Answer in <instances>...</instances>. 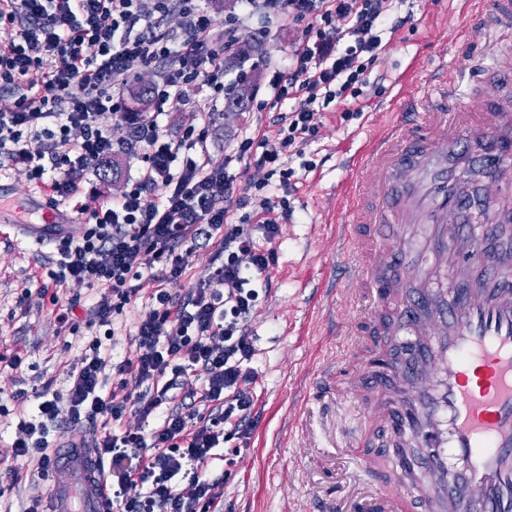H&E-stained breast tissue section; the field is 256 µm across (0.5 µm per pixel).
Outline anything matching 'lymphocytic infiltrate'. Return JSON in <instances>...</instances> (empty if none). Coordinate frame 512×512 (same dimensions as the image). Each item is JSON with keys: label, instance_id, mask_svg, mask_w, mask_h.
<instances>
[{"label": "lymphocytic infiltrate", "instance_id": "obj_1", "mask_svg": "<svg viewBox=\"0 0 512 512\" xmlns=\"http://www.w3.org/2000/svg\"><path fill=\"white\" fill-rule=\"evenodd\" d=\"M262 5L276 18L309 22L305 46L271 85V107L299 97L304 105L279 112L276 141L242 130L216 163L208 143L228 91L224 59L237 50L236 20L218 26L200 0H0V26L15 31L0 44V86L17 94L13 110L0 112V157L24 163L30 180L51 190L55 209L113 157L139 163L123 194L78 212L79 235L55 238L54 267L39 287L98 289L101 326L113 325L132 300H148L135 328L137 353L102 355L101 338L92 337L67 396L43 386L23 437L10 445L13 456L36 458L44 475L51 429L98 426L99 457L130 464L110 492L123 512H224V481L209 475L208 462L223 437L245 438L251 427L255 348L247 324L255 284L274 266L277 219L290 213L287 199L239 190L233 169L249 159L288 177L280 159L315 136L316 102L358 98L383 48V27L411 21L394 16L392 0ZM173 10L182 16L176 32L164 26ZM160 62L167 68L155 110L130 111L117 85ZM191 82L209 91L197 106L199 123L170 137L159 117ZM247 207L255 219L249 230L231 220ZM203 240L213 242L219 265L173 300L166 283L185 274ZM107 372L116 385L105 395ZM129 412L158 425L148 435L125 429Z\"/></svg>", "mask_w": 512, "mask_h": 512}]
</instances>
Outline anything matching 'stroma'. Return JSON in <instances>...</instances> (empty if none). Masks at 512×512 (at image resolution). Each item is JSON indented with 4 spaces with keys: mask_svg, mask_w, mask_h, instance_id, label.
Returning <instances> with one entry per match:
<instances>
[{
    "mask_svg": "<svg viewBox=\"0 0 512 512\" xmlns=\"http://www.w3.org/2000/svg\"><path fill=\"white\" fill-rule=\"evenodd\" d=\"M397 7L400 14L411 15L412 23L385 34L386 45L368 71V85L354 111H343L336 102L321 107L315 137L281 159L283 168L293 172L285 196L292 213L279 223L275 266L248 321L256 348L252 433L245 442L225 438L208 467L210 475L224 478V512L346 507L376 484L361 466L365 458L380 463L388 481L399 478L388 464L391 442L385 431L375 430L359 452H352L348 434L362 429L363 414L347 396L330 393L332 377L314 375L318 366L348 358L352 348L341 330L357 312L348 295L334 290L345 275L335 261L336 191L356 178L346 159L369 136L373 113L392 110L397 78L416 61L433 70L451 57L457 36L482 42L488 33L463 12L462 0H399ZM236 10L247 16L237 38L262 51L248 54L225 75L234 84L252 74L257 84L248 111L217 115L210 142L217 162L241 129L276 138L274 113L263 103L270 98L274 66L302 47L307 29L303 21L251 11L243 0ZM205 96V89L190 83L180 100L165 104L162 121L169 133L180 134L196 123L195 107ZM0 195L9 196L13 217L24 222L39 219L28 210L29 197L47 198L20 164L0 169ZM53 255L52 242L35 246L16 229L0 231V354L15 350L24 358L19 369L0 373V404L5 407L0 413V512H23L32 498L44 495L49 482L68 479L60 470L51 481L41 480L36 459L12 457L8 448L30 418L35 392L47 382L67 392L68 371L85 348L84 336L59 335L50 296L35 293V278L46 274ZM27 291L32 297L27 307H19L17 300ZM18 391L27 394V401H13Z\"/></svg>",
    "mask_w": 512,
    "mask_h": 512,
    "instance_id": "1",
    "label": "stroma"
}]
</instances>
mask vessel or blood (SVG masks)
Masks as SVG:
<instances>
[{
  "label": "vessel or blood",
  "mask_w": 512,
  "mask_h": 512,
  "mask_svg": "<svg viewBox=\"0 0 512 512\" xmlns=\"http://www.w3.org/2000/svg\"><path fill=\"white\" fill-rule=\"evenodd\" d=\"M466 3L495 42L460 38L457 51L511 77L512 0ZM495 144H512V85L485 92L443 66L377 123L351 160L362 178L336 195V261L369 300L368 334L413 349L388 367L402 381L393 394L364 392L370 364L353 377L365 419L400 444L405 479L370 492L376 512L414 497L423 512H512V249L499 243L512 154L491 155ZM489 182L485 224L460 223ZM29 206L43 217L21 227L34 242L70 230L66 213ZM55 460L69 479L47 491L43 512H112L94 449L62 447Z\"/></svg>",
  "instance_id": "obj_1"
}]
</instances>
